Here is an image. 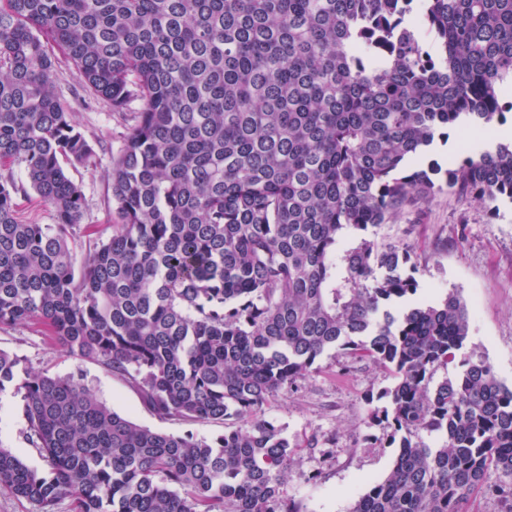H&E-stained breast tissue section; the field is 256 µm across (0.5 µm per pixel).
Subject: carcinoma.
I'll return each instance as SVG.
<instances>
[{"label":"carcinoma","mask_w":512,"mask_h":512,"mask_svg":"<svg viewBox=\"0 0 512 512\" xmlns=\"http://www.w3.org/2000/svg\"><path fill=\"white\" fill-rule=\"evenodd\" d=\"M60 55L113 108L140 102L118 222L79 266L61 161L95 152L55 95ZM507 107L512 0H0V329L40 321L160 418L242 422L156 431L0 350L46 462L1 447L0 491L38 512H306L280 493L294 446L258 414L338 349L394 379L373 419L398 453L350 512H464L478 492L512 512V388L462 355L466 304L415 301L411 251L365 236L445 188L512 200V144L422 166ZM29 189L55 223L21 219Z\"/></svg>","instance_id":"obj_1"}]
</instances>
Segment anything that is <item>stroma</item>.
Wrapping results in <instances>:
<instances>
[{
	"instance_id": "1",
	"label": "stroma",
	"mask_w": 512,
	"mask_h": 512,
	"mask_svg": "<svg viewBox=\"0 0 512 512\" xmlns=\"http://www.w3.org/2000/svg\"><path fill=\"white\" fill-rule=\"evenodd\" d=\"M55 91L97 152L94 165L68 170L84 198L81 227L74 232L77 252L83 256L93 248L86 227L106 234L117 221L110 187L112 161L122 150L130 116L139 103L133 100L123 111L112 110L79 86L65 62L57 68ZM368 236L381 245L412 248L419 301L435 303L452 293L467 305L465 354L490 364L511 387L512 200H500L488 209L444 190L405 208L389 223L370 228ZM0 349L35 371L83 376L101 401L139 425L175 435L190 431L211 437L224 431L217 422L189 424L153 415L123 379L66 353L38 322L0 330ZM317 365L304 379L273 393L262 416L282 427L295 445L282 496L302 502L307 512H348L351 503L392 466L396 450L386 429L372 422L375 405L370 401L392 380L383 368L336 350L325 352ZM16 405L11 393L0 395V446L30 466L44 468L37 449L22 437L24 421Z\"/></svg>"
}]
</instances>
